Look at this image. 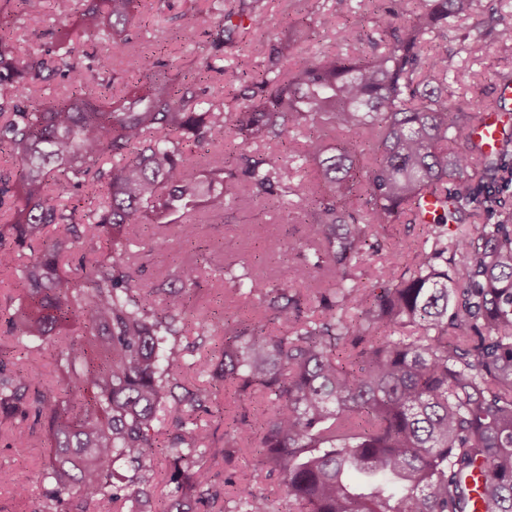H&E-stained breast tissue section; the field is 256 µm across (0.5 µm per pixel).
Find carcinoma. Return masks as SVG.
<instances>
[{
  "label": "carcinoma",
  "instance_id": "cac0c4a2",
  "mask_svg": "<svg viewBox=\"0 0 512 512\" xmlns=\"http://www.w3.org/2000/svg\"><path fill=\"white\" fill-rule=\"evenodd\" d=\"M234 2L190 6L182 36L206 40L189 76L143 45L138 0H80L23 56L8 30L48 0H0V273L32 254L14 268L23 295L4 334L51 347L57 369L45 385L0 343V424L32 421L12 447L50 443L39 512H132L158 475L173 490L156 512H272L268 486L296 512H512V115L491 107L486 142L431 87L466 81L433 39L479 0H371L386 18L376 35L336 29L354 9L337 0L316 23L366 53L290 70L260 41L259 68L227 90L216 62L266 20L265 0ZM44 82L59 92L35 95ZM260 145L315 162L323 187ZM243 198L305 204L314 248L291 247L289 278L225 268L257 314L212 336L218 364L194 363L221 382L220 405L208 388L175 393L197 267L176 270L177 288L148 286L126 241L139 224L191 240L193 209L227 221ZM480 207L495 221L462 229ZM390 224L419 241L365 282ZM319 272L331 287L312 285ZM168 398L173 434L155 426ZM202 414L224 427V457L255 453L242 482L212 480Z\"/></svg>",
  "mask_w": 512,
  "mask_h": 512
}]
</instances>
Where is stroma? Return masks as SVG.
Here are the masks:
<instances>
[{
	"label": "stroma",
	"mask_w": 512,
	"mask_h": 512,
	"mask_svg": "<svg viewBox=\"0 0 512 512\" xmlns=\"http://www.w3.org/2000/svg\"><path fill=\"white\" fill-rule=\"evenodd\" d=\"M316 4L325 11L336 8V0H268L265 26L246 34L231 55L225 57L226 73L236 71L240 60L254 61L252 42L287 41L294 22L310 18ZM498 17L512 21V0H480L471 17L452 22L446 37L436 41L438 50L448 56L449 70L462 69L468 75L466 83L448 87L449 104L468 113L476 114L495 104V89L502 76L512 75V43L498 41L494 23ZM136 20L147 43L162 42L176 64L184 71L192 70L201 44L185 41L178 24L164 22L157 16L151 0H141ZM233 215L232 222L227 223L222 217L198 211L197 238L192 242L184 241L176 227L161 230L153 224L142 225L129 236L128 252L141 265L145 283H165L168 274L183 263H197L201 287L191 296L187 317L205 325L226 319L245 322L254 315L252 305L245 301L225 304V264H232L236 273L254 278L270 265L278 266L283 276H291L294 255L290 247L310 235L307 225L297 223L294 217L269 203L243 200L235 206ZM242 223L251 227L250 241H242L239 236L238 226ZM159 233L164 236L163 247L148 251L151 238ZM10 437L9 429L0 430V512H34L47 451L40 447H10ZM19 483L28 486L29 498L20 500L13 496L12 489Z\"/></svg>",
	"instance_id": "obj_1"
}]
</instances>
